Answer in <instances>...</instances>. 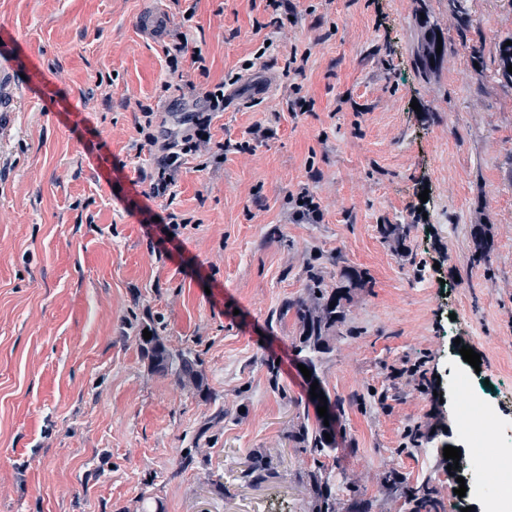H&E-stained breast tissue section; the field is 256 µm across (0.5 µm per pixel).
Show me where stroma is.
<instances>
[{
  "label": "stroma",
  "mask_w": 512,
  "mask_h": 512,
  "mask_svg": "<svg viewBox=\"0 0 512 512\" xmlns=\"http://www.w3.org/2000/svg\"><path fill=\"white\" fill-rule=\"evenodd\" d=\"M288 2L277 30L267 0H0L16 45L0 55V512H303L315 465L290 433L317 407L285 308L308 270L331 289L346 267L372 285L317 366L340 407L337 512H412L391 475L475 505L443 449L467 468L463 346L512 438V90L489 77L512 5L468 0L464 32L424 0L451 45L427 81L415 0ZM295 52L305 71L285 74ZM296 84L312 111L288 112ZM217 90L208 148L181 151L154 195L161 141ZM258 124L271 135L252 139ZM303 187L319 223L294 217ZM171 214L168 239L151 220ZM478 224L487 264L470 260ZM147 324L199 355L210 397L151 370ZM257 451L275 466L258 483L241 476Z\"/></svg>",
  "instance_id": "1"
}]
</instances>
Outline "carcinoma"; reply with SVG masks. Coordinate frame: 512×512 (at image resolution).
<instances>
[{"mask_svg": "<svg viewBox=\"0 0 512 512\" xmlns=\"http://www.w3.org/2000/svg\"><path fill=\"white\" fill-rule=\"evenodd\" d=\"M416 27L419 31L417 45L414 49L413 64L415 70L423 78H429L435 73L445 55L448 53V42H437L438 27L429 14L418 9L415 15ZM510 45H505L506 41ZM442 46L441 52H436L437 46ZM512 65V36L500 39L496 43L495 68L492 77L503 86L512 88V73L507 66ZM309 291L311 299L299 300L287 306L295 310L296 321L299 325L297 351L308 369L316 371L318 355L326 350L330 335L344 323V301L348 300L351 289L365 288L369 283L367 273L357 270L344 269L339 273L336 289L329 292L323 288V278L312 272ZM152 332L151 338L143 340L144 354L150 361L152 369L164 376H172L180 385H191L204 396L209 395L205 375L201 369L199 357L191 351L174 350L157 329L148 327ZM309 414H304L303 421L290 434L292 440L301 451L312 455L317 460L331 456L336 446L335 432L324 426L322 420H317L315 426L306 423ZM330 435L331 441H326L325 435ZM272 461L261 453L253 454L249 459L246 476L255 481L264 479L271 474ZM311 501L308 512H336V484L331 476L319 472L310 474ZM416 505L413 512L422 509H435L437 503L429 483L421 485L415 496Z\"/></svg>", "mask_w": 512, "mask_h": 512, "instance_id": "obj_1", "label": "carcinoma"}]
</instances>
